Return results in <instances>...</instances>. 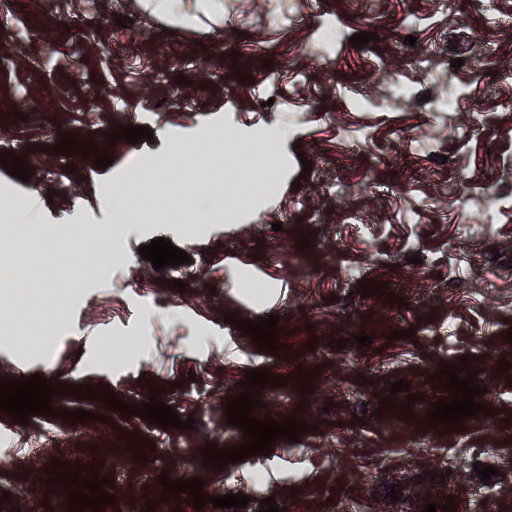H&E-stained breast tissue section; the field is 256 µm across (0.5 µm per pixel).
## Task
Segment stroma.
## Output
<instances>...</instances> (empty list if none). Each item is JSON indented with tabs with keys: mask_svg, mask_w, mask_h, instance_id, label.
<instances>
[{
	"mask_svg": "<svg viewBox=\"0 0 512 512\" xmlns=\"http://www.w3.org/2000/svg\"><path fill=\"white\" fill-rule=\"evenodd\" d=\"M362 31L372 41L353 48ZM2 51L0 151L32 173L24 182L0 167V196L35 231L16 235L0 215V252L16 259L0 266V377L100 383L136 406L154 387L194 426L166 429L64 394L52 408L96 420L42 414L22 426L0 411V429L12 434L0 457L23 461L0 467V512H67L48 481L56 460L82 479L96 471L108 480L115 501L103 512H218L195 507L187 492L167 497L164 474L202 479L212 497L246 495L240 512H258L270 496L285 512L340 503L423 512L433 502L512 512V273L481 263L489 250L512 257V206L485 204L512 177L503 168L512 155V0H224L223 24L189 27L146 14L140 0H5ZM452 88L460 95L451 108ZM412 91L428 93L430 106L407 101ZM477 105L486 126L473 136ZM119 125L153 137L107 140ZM273 127L288 132L274 164L214 151ZM66 133L93 141L111 165L57 153ZM174 140L206 153L203 170L178 160L164 193L143 192L123 222L116 185L153 176ZM202 197L214 210L198 207ZM50 224L91 229L78 257L46 233ZM303 237L309 248H299ZM159 238L189 263L155 270L139 249ZM108 243L122 258L96 271ZM356 266L379 294L362 297L346 278ZM393 294L403 305L390 303ZM55 299L65 316L45 345L30 309ZM230 313L278 316L277 352L258 349ZM364 334L372 342L362 348ZM131 337L129 356H107L105 340ZM463 356L485 410L453 431L427 411L446 395L435 371ZM262 368L288 382L263 388L254 418L291 417L308 432L223 470L203 467L207 444H243L225 408L246 372ZM402 379L408 392L391 393ZM410 393L418 401L402 410ZM386 399L392 406L379 413ZM479 465L496 476L480 481ZM393 489L399 501L388 499Z\"/></svg>",
	"mask_w": 512,
	"mask_h": 512,
	"instance_id": "35a3bbf8",
	"label": "stroma"
}]
</instances>
